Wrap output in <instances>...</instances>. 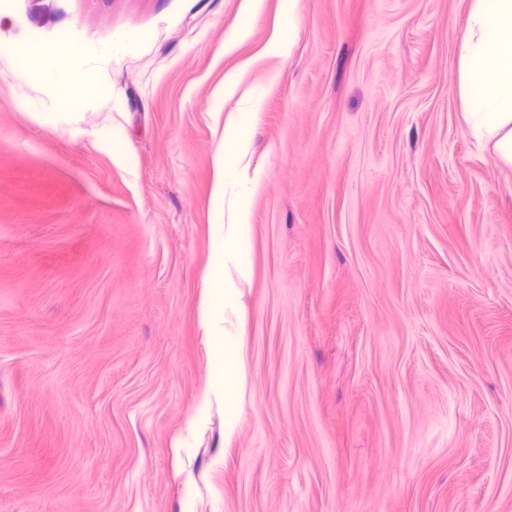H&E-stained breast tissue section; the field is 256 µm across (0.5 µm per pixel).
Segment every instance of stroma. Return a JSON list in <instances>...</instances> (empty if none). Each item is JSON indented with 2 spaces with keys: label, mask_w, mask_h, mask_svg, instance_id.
Segmentation results:
<instances>
[{
  "label": "stroma",
  "mask_w": 512,
  "mask_h": 512,
  "mask_svg": "<svg viewBox=\"0 0 512 512\" xmlns=\"http://www.w3.org/2000/svg\"><path fill=\"white\" fill-rule=\"evenodd\" d=\"M469 2L300 0L279 58L284 0H0V50L53 76L0 75V512H512V168L463 117ZM62 33L142 37L80 135L28 117L84 79ZM228 126L262 174L224 198L242 267L212 248ZM209 272L237 297L206 327ZM14 57H20L24 61L21 71L26 83L32 87H43L52 81V75L46 68L41 56L12 50Z\"/></svg>",
  "instance_id": "obj_1"
}]
</instances>
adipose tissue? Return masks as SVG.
<instances>
[{
    "mask_svg": "<svg viewBox=\"0 0 512 512\" xmlns=\"http://www.w3.org/2000/svg\"><path fill=\"white\" fill-rule=\"evenodd\" d=\"M458 92L471 133L491 145L497 160L512 166V0H470L466 25L458 40ZM86 86L62 92L55 111L34 112L33 122L58 127L83 118ZM225 181L217 179L212 207L217 217L215 253L242 262L248 236L247 208L237 205V221L223 224Z\"/></svg>",
    "mask_w": 512,
    "mask_h": 512,
    "instance_id": "obj_1",
    "label": "adipose tissue"
}]
</instances>
